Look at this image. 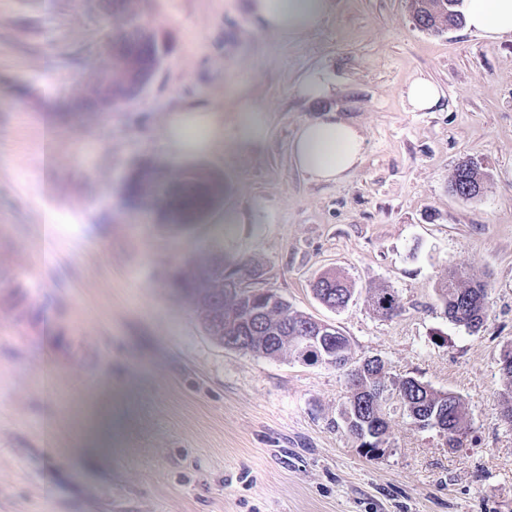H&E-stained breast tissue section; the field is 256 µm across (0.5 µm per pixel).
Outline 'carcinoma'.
I'll use <instances>...</instances> for the list:
<instances>
[{
    "mask_svg": "<svg viewBox=\"0 0 512 512\" xmlns=\"http://www.w3.org/2000/svg\"><path fill=\"white\" fill-rule=\"evenodd\" d=\"M147 0H93L92 7L107 20H120L112 32V40L125 43L130 40L150 39L153 28L146 20ZM463 0H409L415 25L433 35H441L464 22L461 11ZM144 63L142 56L129 50L120 55L106 54L99 66L85 78L75 81L67 96V107L53 113L57 121L69 117L92 119L102 116L90 104L105 87H112V97L122 99L134 90L135 79ZM486 179L482 170L459 165L450 180L455 195L469 199L478 181ZM129 206L152 208L165 224L187 227L198 224L224 196V178L201 165L184 167L176 172L150 160L137 164L129 172L123 187ZM216 258L177 274L175 288L194 299L200 309L202 322H207L213 311H224V344L229 337L246 328L245 317L261 312L262 321L248 330L251 351L268 358H277L288 352L299 355L294 345L296 336L313 335L312 318L292 309L277 298L275 302L258 296L255 290L240 285L238 271L220 274L210 272ZM316 297L331 309L347 307L353 295L352 285L338 276L320 278L313 286ZM440 298L448 321L478 333L488 319L487 288L481 280L456 269L448 271V278L439 285ZM373 310L382 318H392L402 311L395 292L381 288L373 297ZM328 348L336 351L332 366L345 372L349 389L342 418L348 432L359 442L365 456L375 457L374 451L387 447L388 422L383 413L379 395H396L407 416L421 427H437L451 448L461 444V435L467 429L466 413L459 397L436 391L419 379L407 376L393 380L387 377L380 359L367 360L363 365L349 363L350 343L341 332H336ZM500 371L506 378L503 392V418L512 426V345L502 349Z\"/></svg>",
    "mask_w": 512,
    "mask_h": 512,
    "instance_id": "1",
    "label": "carcinoma"
}]
</instances>
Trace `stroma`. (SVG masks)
I'll return each instance as SVG.
<instances>
[{
  "label": "stroma",
  "instance_id": "35a3bbf8",
  "mask_svg": "<svg viewBox=\"0 0 512 512\" xmlns=\"http://www.w3.org/2000/svg\"><path fill=\"white\" fill-rule=\"evenodd\" d=\"M244 4L151 0L168 48L147 91L52 127L96 63L69 56L97 49L108 23L80 0H0V512H512L499 370L512 343V40L429 34L408 0H334L318 30L288 42ZM313 70L331 97L298 95ZM417 73L443 88L438 108L410 111L402 92ZM243 91L269 112L251 147L235 134ZM184 101L224 115L218 149L195 162L225 192L178 232L128 209L121 185L146 158L182 167L160 132ZM328 111L362 130L365 154L347 179L314 183L288 149ZM466 159L488 175L474 199L449 191ZM211 256L335 325L354 361L376 356L391 377L459 396L462 447L391 398L389 446L365 457L343 423L341 371L226 347L170 286ZM452 269L488 284L478 333L444 313L436 287ZM329 271L354 284L346 308L312 291ZM381 288L399 296V316L374 313ZM15 290L54 318L55 339L6 313Z\"/></svg>",
  "mask_w": 512,
  "mask_h": 512
}]
</instances>
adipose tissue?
I'll list each match as a JSON object with an SVG mask.
<instances>
[{
    "label": "adipose tissue",
    "mask_w": 512,
    "mask_h": 512,
    "mask_svg": "<svg viewBox=\"0 0 512 512\" xmlns=\"http://www.w3.org/2000/svg\"><path fill=\"white\" fill-rule=\"evenodd\" d=\"M247 9L259 28L292 41L320 28L331 0H248ZM464 14L468 31L491 40L512 38V0H465ZM238 110V141L246 146L264 142L266 110L246 96L240 98ZM223 129L215 109L185 102L172 109L161 136L176 157L186 158L213 151ZM364 142L355 124L331 111L298 127L290 143L291 161L312 181L336 182L359 168Z\"/></svg>",
    "instance_id": "adipose-tissue-1"
}]
</instances>
